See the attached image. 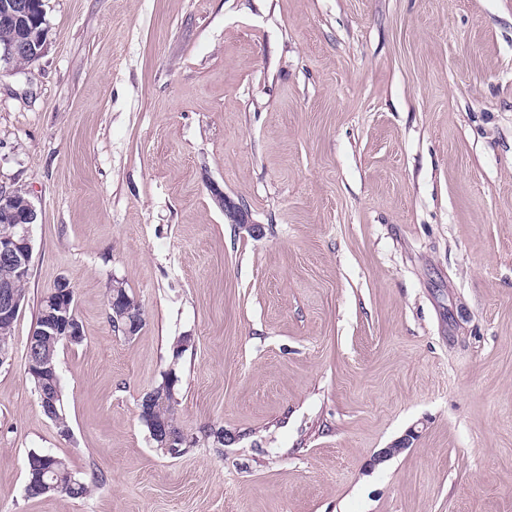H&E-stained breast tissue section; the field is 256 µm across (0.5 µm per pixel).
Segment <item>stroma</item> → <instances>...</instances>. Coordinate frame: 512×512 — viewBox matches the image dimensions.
Segmentation results:
<instances>
[{
  "instance_id": "obj_1",
  "label": "stroma",
  "mask_w": 512,
  "mask_h": 512,
  "mask_svg": "<svg viewBox=\"0 0 512 512\" xmlns=\"http://www.w3.org/2000/svg\"><path fill=\"white\" fill-rule=\"evenodd\" d=\"M45 10L43 55L0 65V185L39 218L0 512H512V0ZM62 277L66 437L26 376ZM171 370L176 457L140 419ZM34 453L90 495L27 497Z\"/></svg>"
}]
</instances>
